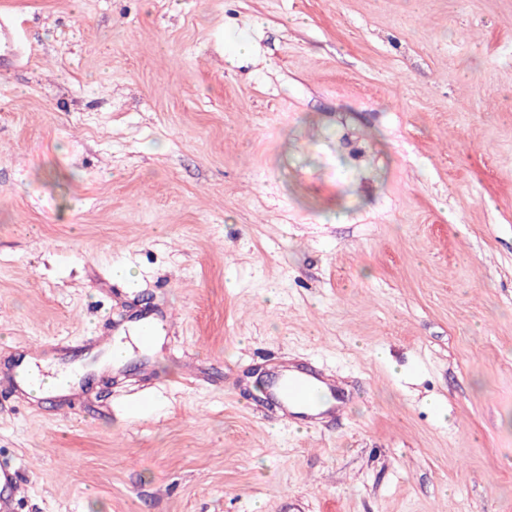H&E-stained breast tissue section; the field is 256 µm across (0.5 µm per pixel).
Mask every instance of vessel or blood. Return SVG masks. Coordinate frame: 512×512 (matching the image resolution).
I'll use <instances>...</instances> for the list:
<instances>
[{
	"label": "vessel or blood",
	"mask_w": 512,
	"mask_h": 512,
	"mask_svg": "<svg viewBox=\"0 0 512 512\" xmlns=\"http://www.w3.org/2000/svg\"><path fill=\"white\" fill-rule=\"evenodd\" d=\"M23 50L21 33L15 21L6 20L0 13V62L6 63ZM133 326L138 330L144 345H151L159 332L171 329L172 315L161 308L152 318H137ZM270 397L280 412L287 417L296 410H303L309 422H317L333 414L343 399V392L330 374L320 370H302L280 366L270 372L267 385ZM26 494V485L15 464L7 459L0 461V512H15V505Z\"/></svg>",
	"instance_id": "obj_1"
}]
</instances>
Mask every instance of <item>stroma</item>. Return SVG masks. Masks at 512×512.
Segmentation results:
<instances>
[{
  "instance_id": "stroma-1",
  "label": "stroma",
  "mask_w": 512,
  "mask_h": 512,
  "mask_svg": "<svg viewBox=\"0 0 512 512\" xmlns=\"http://www.w3.org/2000/svg\"><path fill=\"white\" fill-rule=\"evenodd\" d=\"M11 2L0 367L96 375L0 376L19 512H512V0ZM280 362L358 398L285 418ZM133 327L139 331L144 345H151L160 331L173 328L172 315L167 308H160L152 319L135 318L130 321Z\"/></svg>"
}]
</instances>
